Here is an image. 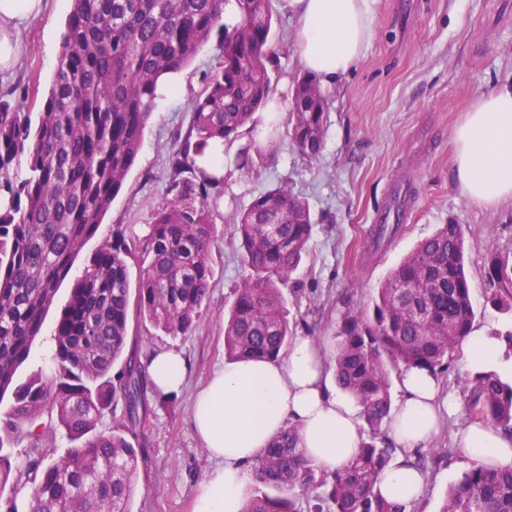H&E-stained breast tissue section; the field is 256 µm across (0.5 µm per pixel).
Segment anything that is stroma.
Masks as SVG:
<instances>
[{"instance_id":"35a3bbf8","label":"stroma","mask_w":512,"mask_h":512,"mask_svg":"<svg viewBox=\"0 0 512 512\" xmlns=\"http://www.w3.org/2000/svg\"><path fill=\"white\" fill-rule=\"evenodd\" d=\"M70 10L71 0H49L47 12L24 34L25 53L9 77L27 90L19 99L23 111L42 109ZM271 12L276 53L269 71L275 95L285 102L304 69L288 0H271ZM374 15L361 59L327 90V133L319 160L302 157L281 136L274 155L257 162L249 176L226 171L209 254L212 289L196 328L173 337L148 320L130 319L131 341L142 360L173 349L188 366L182 390L166 403L152 404L135 442L144 463L134 512H191L199 482L214 467L192 429L191 406L198 388L225 359L224 312L246 275L231 240L230 219L261 191L288 187L308 201L317 223L308 255L282 288L295 335L327 341L343 311L367 304L417 242L448 223L464 231L478 324L512 331V314L486 304L490 286L483 271L489 252L512 253V200L487 208L463 195L453 175L450 141L472 101L512 80V0H375ZM218 55L217 44H207L181 72L182 94L157 97L135 165L97 235L79 253L73 274H80L102 241L111 238L113 225L136 237L152 223L167 198L175 137L190 128L189 102L203 92ZM403 189L411 199L400 231L381 250H372L379 214ZM71 287L67 280L58 289L18 380L49 364L52 334ZM470 422L467 409L459 408L427 447L409 450L410 458L422 459L428 476L413 512H439L449 484L465 472L453 447Z\"/></svg>"}]
</instances>
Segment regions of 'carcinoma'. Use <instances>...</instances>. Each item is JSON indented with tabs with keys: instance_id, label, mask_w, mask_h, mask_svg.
I'll list each match as a JSON object with an SVG mask.
<instances>
[{
	"instance_id": "cac0c4a2",
	"label": "carcinoma",
	"mask_w": 512,
	"mask_h": 512,
	"mask_svg": "<svg viewBox=\"0 0 512 512\" xmlns=\"http://www.w3.org/2000/svg\"><path fill=\"white\" fill-rule=\"evenodd\" d=\"M224 2L73 0L41 112L34 118L22 111L15 87L0 92V400L11 393L0 414V488L10 482L28 490L25 510L12 498L3 512H133L143 457L132 441L150 402L147 365L127 348L130 313L168 336L196 327L212 288L213 211L224 176L206 173L195 158L218 143L232 146L254 113L273 103L269 0H239L232 26L223 21ZM213 39L220 56L205 90L192 98L191 128L171 156V198L144 236L112 228L57 320L51 374L40 369L17 381L59 286L135 163L159 85ZM292 95L318 107L290 112L285 121L296 151L316 160L328 98L307 72L294 80ZM278 128L272 125L257 155L274 150ZM254 155L238 151L240 174L253 169ZM233 224L248 274L224 318L225 354L277 360L293 336L280 286L307 253L314 219L305 200L279 186L256 195ZM130 259L141 269L135 286ZM465 265L461 226L444 224L390 273L369 309L341 315L329 360L338 388L361 405L370 439L343 470L327 474L300 453L298 428L288 425L252 467L257 490L245 512H304L300 502L312 498L314 512H405L376 489L397 451L382 439L393 378L410 369L448 370L476 318ZM484 274L487 302L512 313V256L490 253ZM466 383L473 419L512 433V381L483 373ZM118 408L112 431L97 430L105 412ZM45 412L57 428H40ZM58 433L74 447L52 459ZM28 439L24 457L4 452V442ZM440 512H512V467H471L449 487Z\"/></svg>"
}]
</instances>
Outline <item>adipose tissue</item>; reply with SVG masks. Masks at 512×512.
<instances>
[{
  "label": "adipose tissue",
  "instance_id": "1",
  "mask_svg": "<svg viewBox=\"0 0 512 512\" xmlns=\"http://www.w3.org/2000/svg\"><path fill=\"white\" fill-rule=\"evenodd\" d=\"M371 2L288 0L306 71L330 85L356 65L373 30ZM44 9V0H0V72L20 63L23 35ZM453 140V170L464 195L485 207L512 199V83L473 101ZM463 353L470 374H512V352L495 327H474ZM148 373L156 389L171 393L182 389L187 368L178 352L164 350L152 356ZM400 388L388 436L402 448L424 446L439 431L443 415L454 413L459 403L444 392L439 376L425 371L404 373ZM191 422L217 464L199 483L193 512H245L249 466L287 424L298 427L303 456L329 474L343 469L364 439L359 404L330 387L326 360L308 338L296 339L274 362L220 364L198 392ZM459 448L461 459L512 466L510 432L473 424ZM425 483L423 473L400 459L382 470L377 487L409 508L421 500Z\"/></svg>",
  "mask_w": 512,
  "mask_h": 512
}]
</instances>
